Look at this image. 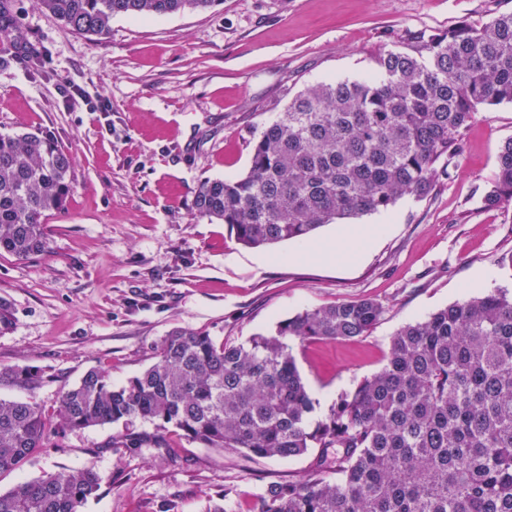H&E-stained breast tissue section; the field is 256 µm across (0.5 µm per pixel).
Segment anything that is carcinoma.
Returning <instances> with one entry per match:
<instances>
[{"mask_svg": "<svg viewBox=\"0 0 512 512\" xmlns=\"http://www.w3.org/2000/svg\"><path fill=\"white\" fill-rule=\"evenodd\" d=\"M223 0H35L70 30L97 40L118 15L157 19ZM358 79L298 93L254 141L248 171L202 182L200 217L249 247L301 240L326 224L426 196L450 176L479 105L512 104V10L482 26L415 33L374 58ZM71 159L48 134H0V253L48 250L45 220L65 209ZM512 200V137L498 149L483 196ZM383 314L372 299L306 309L238 344L175 330L157 360L115 386L88 371L47 413L34 399L0 398V476L28 463L49 432L149 422L128 448L170 452L183 438L218 450L290 458L317 449L303 477L271 482L252 512H512V292L454 302L391 338L382 369L341 393L319 420L292 344L351 341ZM14 326L0 298V335ZM29 366L0 367V382L29 391ZM101 489L94 466L60 468L0 491V512H79Z\"/></svg>", "mask_w": 512, "mask_h": 512, "instance_id": "obj_1", "label": "carcinoma"}]
</instances>
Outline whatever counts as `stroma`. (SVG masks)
Returning <instances> with one entry per match:
<instances>
[{
  "mask_svg": "<svg viewBox=\"0 0 512 512\" xmlns=\"http://www.w3.org/2000/svg\"><path fill=\"white\" fill-rule=\"evenodd\" d=\"M507 9L512 0H224L159 19L116 16L95 42L34 0H7L0 133L51 135L71 156L72 191L65 211L47 220V252L0 254V298L14 311L12 331L0 335V367L43 374L32 391L1 383L0 397H32L50 411L89 370L108 369L124 384L154 363L173 330L240 343L306 309L373 299L384 313L368 336L317 340L296 354L321 414L330 396L383 366L402 325L480 288L512 289V202L481 200L498 147L512 137V104L478 107L455 170L426 197L359 217L386 230L355 259L342 245L347 219L252 248L193 209L199 184L247 171L254 138L306 87L366 76L410 33L478 27ZM33 51L50 64H31ZM66 84L102 110L66 101ZM128 431L154 427L49 436L39 456L0 478V490L91 464L101 491L80 512H208L221 500L249 512L267 483L298 479L312 461L219 452L174 430L168 460L115 443Z\"/></svg>",
  "mask_w": 512,
  "mask_h": 512,
  "instance_id": "stroma-1",
  "label": "stroma"
}]
</instances>
